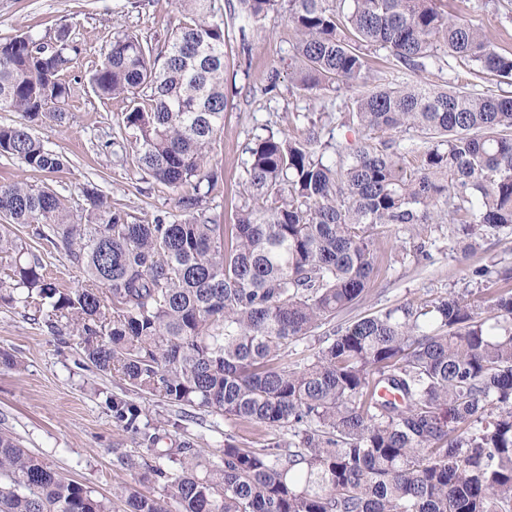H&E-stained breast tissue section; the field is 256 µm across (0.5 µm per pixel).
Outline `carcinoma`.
<instances>
[{"mask_svg": "<svg viewBox=\"0 0 512 512\" xmlns=\"http://www.w3.org/2000/svg\"><path fill=\"white\" fill-rule=\"evenodd\" d=\"M215 0H173L181 20L160 48L111 37L89 77L121 99L118 158L179 192L180 218L131 222L94 186L75 214L50 188L0 184V303L64 323L83 357L132 391L196 406L258 430L288 428L261 448L224 439L219 461L183 441L179 469L148 472L167 494L126 486L122 512H512V290L490 293L495 324L463 295L406 302L333 330L300 363L288 346L355 305L392 225L420 239L444 220L469 243L512 227V97L418 83L370 86L366 51L422 71L440 45L465 65L512 79V55L436 0H285L295 85L361 88L348 105L368 131L422 135L407 157L367 142L337 152L314 131L256 138L235 223L206 215L202 184L224 128V20ZM261 23L280 0H239ZM82 45L20 35L0 44V155L47 173L63 167L32 128L61 123V75ZM24 224L65 255L80 287L45 279L41 254L9 228ZM112 419L140 444L160 436L127 392ZM0 512H112L0 432Z\"/></svg>", "mask_w": 512, "mask_h": 512, "instance_id": "1", "label": "carcinoma"}]
</instances>
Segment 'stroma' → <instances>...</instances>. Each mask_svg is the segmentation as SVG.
Listing matches in <instances>:
<instances>
[{"label": "stroma", "mask_w": 512, "mask_h": 512, "mask_svg": "<svg viewBox=\"0 0 512 512\" xmlns=\"http://www.w3.org/2000/svg\"><path fill=\"white\" fill-rule=\"evenodd\" d=\"M440 7L449 16L481 28L500 52L512 53V0H441ZM178 20L172 0H0V43L22 34L47 40L65 28L83 48L64 74L70 87L67 121L34 129L47 148L62 156L63 167L45 173L18 159L0 156V184L47 186L72 207L81 203L83 186L91 184L134 222L173 219L178 212L176 191L121 166L115 155L103 150V143L112 139L117 129L116 117L124 104L118 99H100L88 77L105 42L115 33L135 32L160 47ZM292 43L293 32L283 11L269 14L246 34L234 28L229 31L224 68L228 108L224 128L210 152L216 183L206 197L209 215L220 223H233L243 201L245 149L267 130L289 133L313 122L321 140L348 147L366 139L374 147L388 145L401 152L421 141L412 130L366 133L350 124L346 104L353 95L351 88L311 93L296 89L288 69ZM368 58L375 84L393 80H416L439 88L463 84L475 94L512 97V81L466 74L456 58L444 50L439 51L436 61L416 73L394 70L383 49L369 51ZM273 73L278 76L277 88L268 93L264 87ZM405 236L403 226L388 228L378 243L370 288L351 309L337 315L336 325L407 301L457 293L465 294L471 303H481L487 290L500 289L502 283L495 279L477 281L473 269L512 266V232L481 241L466 256L460 251L457 236L445 225L429 232L421 254L403 247ZM0 351L17 361L13 368L0 365V432L15 437L46 467L101 498H112L120 485L148 495H163L162 484L141 481L138 471L123 467L122 458L152 464L156 451L187 439L214 459L222 455L226 435H235L245 446L258 448L283 434L279 428L254 431L221 414L173 406L135 392L132 400L159 429H166L175 419L182 423L181 430L151 450L134 443L116 427L106 405L107 398L123 389V381L87 363L74 340L58 335L45 321L31 320L22 307L2 304Z\"/></svg>", "instance_id": "stroma-1"}]
</instances>
